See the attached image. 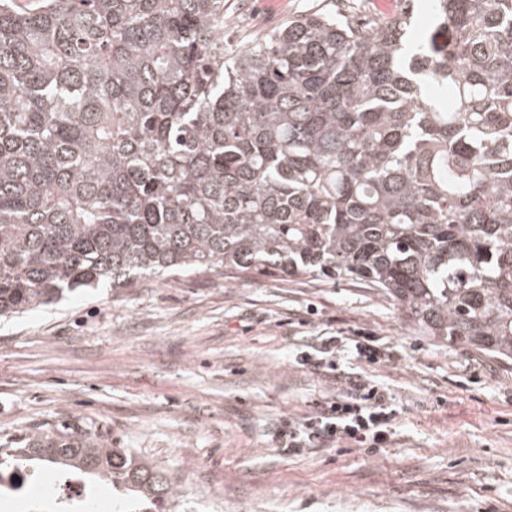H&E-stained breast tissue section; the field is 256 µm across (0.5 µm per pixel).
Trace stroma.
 Segmentation results:
<instances>
[{
  "label": "stroma",
  "mask_w": 512,
  "mask_h": 512,
  "mask_svg": "<svg viewBox=\"0 0 512 512\" xmlns=\"http://www.w3.org/2000/svg\"><path fill=\"white\" fill-rule=\"evenodd\" d=\"M324 4L224 0V36ZM338 332L395 352L336 359L386 389L394 434L373 456L283 452V421L342 389L295 355ZM58 429L156 464L185 487L177 512H512V370L416 334L357 281L157 277L1 319L0 444Z\"/></svg>",
  "instance_id": "obj_1"
}]
</instances>
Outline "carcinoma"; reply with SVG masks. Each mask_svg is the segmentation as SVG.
<instances>
[{"label":"carcinoma","instance_id":"cac0c4a2","mask_svg":"<svg viewBox=\"0 0 512 512\" xmlns=\"http://www.w3.org/2000/svg\"><path fill=\"white\" fill-rule=\"evenodd\" d=\"M290 16L235 49L224 0H0V317L159 276L366 282L443 345L512 365V0ZM183 496L92 433L13 448Z\"/></svg>","mask_w":512,"mask_h":512}]
</instances>
